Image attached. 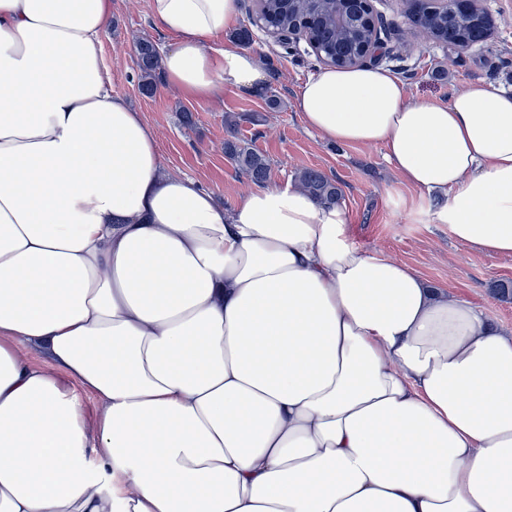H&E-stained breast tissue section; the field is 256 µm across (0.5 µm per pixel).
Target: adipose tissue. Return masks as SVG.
<instances>
[{
	"mask_svg": "<svg viewBox=\"0 0 512 512\" xmlns=\"http://www.w3.org/2000/svg\"><path fill=\"white\" fill-rule=\"evenodd\" d=\"M166 85L253 92L237 0H151ZM112 0H0V512H512V336L291 185L227 206L113 94ZM307 128L380 144L512 255V89L325 67ZM36 340L59 374L20 360ZM104 403L88 437L81 391Z\"/></svg>",
	"mask_w": 512,
	"mask_h": 512,
	"instance_id": "1",
	"label": "adipose tissue"
}]
</instances>
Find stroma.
I'll list each match as a JSON object with an SVG mask.
<instances>
[{
  "instance_id": "stroma-1",
  "label": "stroma",
  "mask_w": 512,
  "mask_h": 512,
  "mask_svg": "<svg viewBox=\"0 0 512 512\" xmlns=\"http://www.w3.org/2000/svg\"><path fill=\"white\" fill-rule=\"evenodd\" d=\"M150 3L112 0V25L103 38V52L113 92L123 95L154 129L160 157L170 172L194 179L227 205L252 191V183L224 154L225 120L239 117V138L251 141L270 161V184L294 183L297 173L308 167L322 170L342 189L340 204L352 244L406 264L512 336V297L492 295L489 288L491 281L512 280V255L491 256L457 242L447 225L435 222L436 201L399 179L382 145H335L304 125L294 99L301 84L321 68L314 55L289 52L273 43L252 25L254 0H238L237 25L251 29L250 51L266 77L262 91L228 87L220 98L208 100L187 98L162 85L149 97L138 88L136 42L141 37L159 46L170 41L153 23ZM372 5L385 33L381 66L403 80L414 96L444 101L478 80L512 88V0H485L493 35L465 52L428 40L410 20L413 0H372ZM273 95L282 102L280 110L267 108ZM185 109L193 114V127L181 123ZM253 112L264 113L265 123L247 122Z\"/></svg>"
}]
</instances>
